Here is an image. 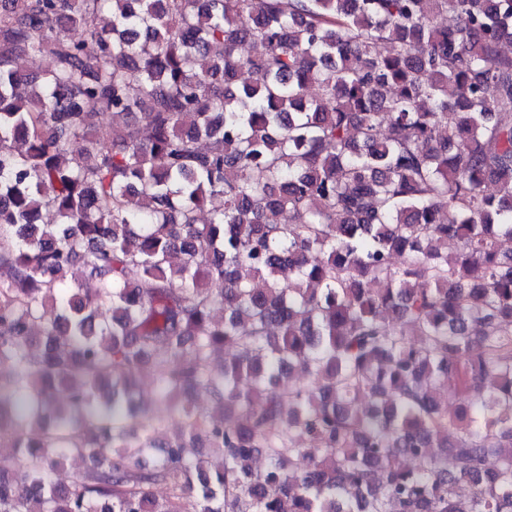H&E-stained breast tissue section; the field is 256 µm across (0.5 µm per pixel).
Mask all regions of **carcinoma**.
<instances>
[{
	"instance_id": "1",
	"label": "carcinoma",
	"mask_w": 512,
	"mask_h": 512,
	"mask_svg": "<svg viewBox=\"0 0 512 512\" xmlns=\"http://www.w3.org/2000/svg\"><path fill=\"white\" fill-rule=\"evenodd\" d=\"M506 42L512 0H0V512H512Z\"/></svg>"
}]
</instances>
